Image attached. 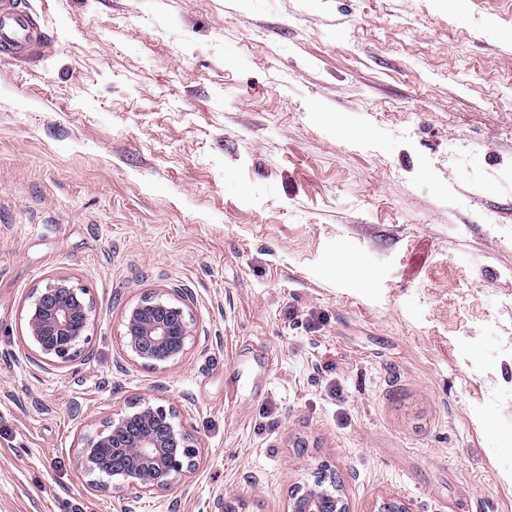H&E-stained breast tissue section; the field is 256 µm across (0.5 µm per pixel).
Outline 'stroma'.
<instances>
[{"mask_svg":"<svg viewBox=\"0 0 512 512\" xmlns=\"http://www.w3.org/2000/svg\"><path fill=\"white\" fill-rule=\"evenodd\" d=\"M0 61V512H123L77 467L130 406L199 443L138 512H512V0H27ZM89 340L33 364V290ZM193 291L177 363L126 312ZM276 356L272 371L263 351ZM50 35L22 0L0 1V59L14 63L39 56ZM87 289L58 279L32 294L28 327L32 340L30 360L66 364L75 359L88 340L92 302ZM330 488L320 484L303 492L292 493V512H346L341 500L336 496L335 482Z\"/></svg>","mask_w":512,"mask_h":512,"instance_id":"obj_1","label":"stroma"}]
</instances>
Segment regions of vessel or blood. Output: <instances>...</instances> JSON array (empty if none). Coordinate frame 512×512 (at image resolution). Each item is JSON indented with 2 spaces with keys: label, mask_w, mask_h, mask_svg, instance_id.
Listing matches in <instances>:
<instances>
[{
  "label": "vessel or blood",
  "mask_w": 512,
  "mask_h": 512,
  "mask_svg": "<svg viewBox=\"0 0 512 512\" xmlns=\"http://www.w3.org/2000/svg\"><path fill=\"white\" fill-rule=\"evenodd\" d=\"M50 36L25 0H0V59L15 63L39 56Z\"/></svg>",
  "instance_id": "b4317fda"
}]
</instances>
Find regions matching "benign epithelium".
I'll list each match as a JSON object with an SVG mask.
<instances>
[{
  "mask_svg": "<svg viewBox=\"0 0 512 512\" xmlns=\"http://www.w3.org/2000/svg\"><path fill=\"white\" fill-rule=\"evenodd\" d=\"M87 289L58 279L32 294L28 327L30 360L66 364L88 340L92 302ZM126 348L145 366L174 364L190 338L187 309L161 294L145 296L125 315ZM173 409L148 403L106 422L77 449V465L94 491L110 487L135 492L124 512H136L138 494L169 492L195 466L197 440L176 422ZM291 512H345L336 485L322 484L292 494Z\"/></svg>",
  "mask_w": 512,
  "mask_h": 512,
  "instance_id": "7a95c632",
  "label": "benign epithelium"
}]
</instances>
